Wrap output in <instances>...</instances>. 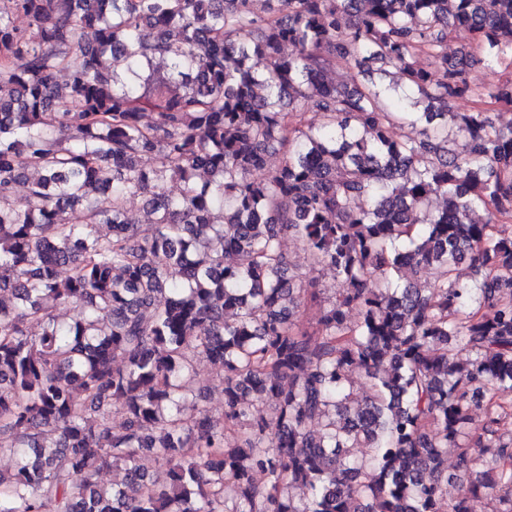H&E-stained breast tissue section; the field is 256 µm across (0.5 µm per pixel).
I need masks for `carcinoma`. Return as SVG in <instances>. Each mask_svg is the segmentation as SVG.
Instances as JSON below:
<instances>
[{
    "label": "carcinoma",
    "instance_id": "obj_1",
    "mask_svg": "<svg viewBox=\"0 0 512 512\" xmlns=\"http://www.w3.org/2000/svg\"><path fill=\"white\" fill-rule=\"evenodd\" d=\"M454 27L512 61V0H0V512H512V82ZM285 231L341 284L309 327ZM468 79L472 86L502 84L512 80V65L503 64L495 71H489L482 64L475 63L468 70ZM222 370L204 358H199L194 366V387H207L208 398L203 406L210 415L224 412V395L221 392Z\"/></svg>",
    "mask_w": 512,
    "mask_h": 512
}]
</instances>
